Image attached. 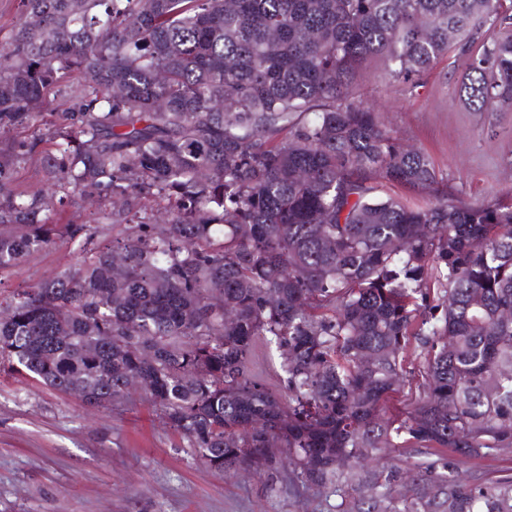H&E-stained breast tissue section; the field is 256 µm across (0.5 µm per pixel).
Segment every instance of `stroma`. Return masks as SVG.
Wrapping results in <instances>:
<instances>
[{"label":"stroma","instance_id":"stroma-1","mask_svg":"<svg viewBox=\"0 0 512 512\" xmlns=\"http://www.w3.org/2000/svg\"><path fill=\"white\" fill-rule=\"evenodd\" d=\"M460 61L449 51L418 86L390 79L375 57L356 75L358 100L421 148L461 204L512 193V112H471L455 98ZM78 245L62 238L0 272V300L74 267ZM419 341L386 407L404 415L423 391ZM292 465L211 469L144 397L109 408L0 372V512H448L453 486L512 482V448L463 459L436 448H383L350 462L338 480L294 481Z\"/></svg>","mask_w":512,"mask_h":512}]
</instances>
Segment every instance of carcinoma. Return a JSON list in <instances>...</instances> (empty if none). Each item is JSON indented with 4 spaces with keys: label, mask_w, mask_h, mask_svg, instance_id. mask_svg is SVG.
<instances>
[{
    "label": "carcinoma",
    "mask_w": 512,
    "mask_h": 512,
    "mask_svg": "<svg viewBox=\"0 0 512 512\" xmlns=\"http://www.w3.org/2000/svg\"><path fill=\"white\" fill-rule=\"evenodd\" d=\"M22 5L0 36V270L64 236L79 249L0 301V367L93 407L137 376L222 471L271 467L272 441L314 484L400 438L512 447V205L437 194L430 157L355 101L367 59L416 86L456 48L459 102L512 112L504 0ZM52 91L75 103L48 127ZM33 157L43 191L16 185ZM84 194L103 211L167 206L99 242L49 217ZM413 338L426 389L386 418ZM272 345L280 393L251 373ZM448 512H512V484L454 490Z\"/></svg>",
    "instance_id": "cac0c4a2"
}]
</instances>
